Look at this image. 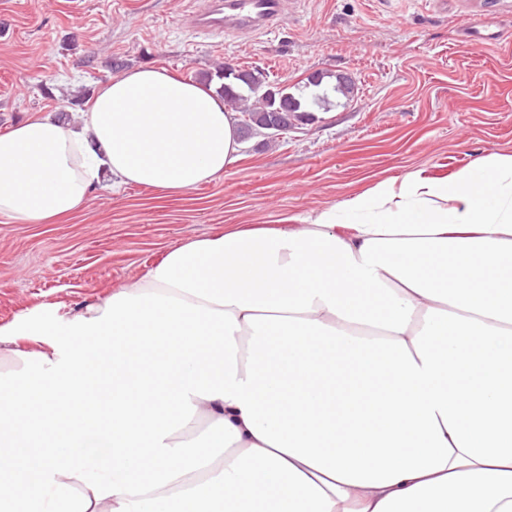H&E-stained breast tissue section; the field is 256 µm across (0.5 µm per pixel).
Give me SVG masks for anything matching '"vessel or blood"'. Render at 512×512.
<instances>
[{"instance_id": "vessel-or-blood-1", "label": "vessel or blood", "mask_w": 512, "mask_h": 512, "mask_svg": "<svg viewBox=\"0 0 512 512\" xmlns=\"http://www.w3.org/2000/svg\"><path fill=\"white\" fill-rule=\"evenodd\" d=\"M288 9V0H207L193 14L195 33L210 37L230 32L263 35L270 32Z\"/></svg>"}]
</instances>
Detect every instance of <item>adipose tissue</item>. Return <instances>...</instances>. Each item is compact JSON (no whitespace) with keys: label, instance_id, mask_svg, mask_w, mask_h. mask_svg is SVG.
Wrapping results in <instances>:
<instances>
[{"label":"adipose tissue","instance_id":"adipose-tissue-1","mask_svg":"<svg viewBox=\"0 0 512 512\" xmlns=\"http://www.w3.org/2000/svg\"><path fill=\"white\" fill-rule=\"evenodd\" d=\"M240 148L212 89L132 69L0 134V217ZM1 359L0 512H512V154L173 247L59 332L0 325Z\"/></svg>","mask_w":512,"mask_h":512}]
</instances>
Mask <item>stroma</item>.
<instances>
[{
	"instance_id": "1",
	"label": "stroma",
	"mask_w": 512,
	"mask_h": 512,
	"mask_svg": "<svg viewBox=\"0 0 512 512\" xmlns=\"http://www.w3.org/2000/svg\"><path fill=\"white\" fill-rule=\"evenodd\" d=\"M205 0H0V132L36 112H80L125 68L206 81L258 67L290 90L351 78L313 121L241 141V159L178 197L94 189L52 224L0 218V325L48 309L64 322L140 279L167 249L279 229L389 178L455 177L512 153V0H289L273 33L194 34Z\"/></svg>"
}]
</instances>
